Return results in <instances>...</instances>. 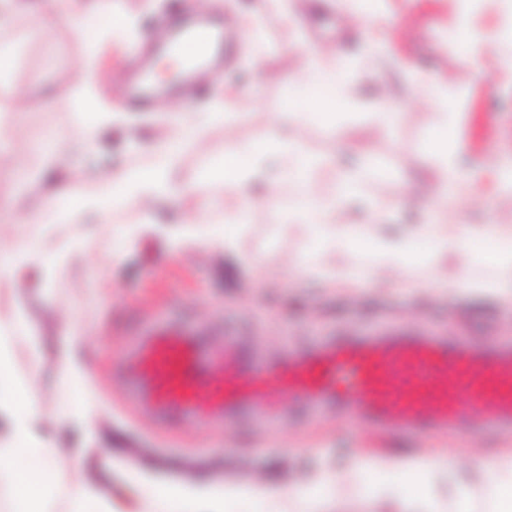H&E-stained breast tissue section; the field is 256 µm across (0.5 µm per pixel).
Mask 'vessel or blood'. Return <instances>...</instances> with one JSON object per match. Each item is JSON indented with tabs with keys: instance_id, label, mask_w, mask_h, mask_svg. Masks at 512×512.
Here are the masks:
<instances>
[{
	"instance_id": "b4317fda",
	"label": "vessel or blood",
	"mask_w": 512,
	"mask_h": 512,
	"mask_svg": "<svg viewBox=\"0 0 512 512\" xmlns=\"http://www.w3.org/2000/svg\"><path fill=\"white\" fill-rule=\"evenodd\" d=\"M238 33L233 19L203 9L156 24L136 67L122 77L133 108L180 110L186 90L222 61ZM190 43L199 51L184 56L176 88L156 87V55L182 53ZM121 369L132 399L173 424L258 414L273 398L292 397L309 407L354 409L389 430L512 429V350L479 351L456 336L405 328L350 332L271 364L235 337L217 345L193 322L160 316L133 333Z\"/></svg>"
}]
</instances>
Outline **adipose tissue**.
<instances>
[{"label":"adipose tissue","instance_id":"obj_1","mask_svg":"<svg viewBox=\"0 0 512 512\" xmlns=\"http://www.w3.org/2000/svg\"><path fill=\"white\" fill-rule=\"evenodd\" d=\"M28 35L41 40L46 36L48 20L72 25L74 34L81 40L92 41L98 26L93 15L84 13L81 0H42L40 9L29 14ZM348 63L337 58L334 70L328 76L316 74V64H308L307 90L301 96L274 104L276 115L297 124L318 122L333 125L337 112L345 100L335 91L344 84ZM91 78L85 65H77L71 85L77 91L76 109L80 122L76 130L83 150H92L97 141L102 112L96 100L84 95L83 90ZM201 128L196 124L184 125L172 138L148 150L145 165L125 170L120 176H107L101 180V208L103 211L124 209L144 198H152L166 205L177 204L181 186L169 179L171 170L180 155L198 137ZM456 143L454 129L447 116H440L425 137L426 148L441 163L444 176L429 199L431 206H438L448 197L449 186L455 185L453 147ZM288 162L282 175L292 180L296 192L286 199L253 197L248 186L262 175L265 161L263 149L254 143H232L225 147L222 157L215 159L205 169L203 181L225 183L242 188L238 217L250 219L261 206L267 207L271 217L285 214L298 216L309 224L317 239H324L326 214L338 210L356 188L357 177L342 175L332 197L316 195L311 189L310 164L300 149L287 152ZM456 245L471 252L474 261L489 268L512 264V241L503 238L497 225H485L479 235H470L467 226H459L455 240H447L440 227L428 225L426 246L439 252L448 245ZM6 413L11 425L0 434V470L7 471L11 512H54L58 499H66V512H99L96 492L61 486L55 477L57 462L41 445L36 431L39 408L31 388L15 379L9 361L0 358V413ZM359 478L355 497L359 500L397 498L411 503L430 495L431 485L437 475H450L447 458L423 460L400 454L393 459L360 457L353 464ZM485 512H512V455H498L478 466ZM143 494L150 508L148 512H233L238 496H245L254 506V512H273L282 500L303 504L307 512H321L323 506L335 505L338 512H345L346 502L337 500L334 477L324 473L314 481L283 489L275 484L252 485L243 491L210 490L191 497L184 486L172 479L144 485Z\"/></svg>","mask_w":512,"mask_h":512}]
</instances>
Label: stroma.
<instances>
[{"label": "stroma", "instance_id": "35a3bbf8", "mask_svg": "<svg viewBox=\"0 0 512 512\" xmlns=\"http://www.w3.org/2000/svg\"><path fill=\"white\" fill-rule=\"evenodd\" d=\"M213 10L235 18L244 30L223 73L191 103L204 129L182 154L176 181L198 179L228 143L299 146L315 165L312 189L332 195L342 164L379 161L366 174L352 202L344 203L351 224L337 225L335 240L313 247L311 230L296 217L240 224L230 245L219 238L239 207L235 187L204 185L176 206H133L104 222L90 210L77 219L54 215L47 224H25L30 209L47 205L60 187L98 193L100 169L120 173L138 150L169 139L178 130L173 112L132 111L115 75L126 68L135 42L100 38L95 52L63 25H50L46 40L19 45L27 10L0 24V48L12 49L15 66L0 88V252L7 254L35 236L46 254L66 250L50 269L32 262L0 277V330L17 316L32 324L43 345L42 373L33 391L40 406L38 434L54 447L58 480L89 483L101 497L141 512L139 480L172 478L191 486L208 478L214 487L306 482L317 468L335 469L347 485L358 455L387 457L410 452L449 457L469 475L490 454H512V432L495 428L462 432L387 431L332 409L299 412L281 402L261 416L216 423H164L134 403L118 365L126 341L158 316L190 317L204 331L222 325L267 361L286 349H303L355 329L404 325L433 335L459 336L480 349L512 347V300L479 292L457 293L462 276L484 281L486 273L464 252L448 250L432 264L407 274L399 266L372 270L370 281L352 278L363 264L344 235L352 224L383 239H402L414 249L422 227L438 224L447 233L468 225L479 233L487 222L512 237V201L499 196L488 155H512V32H506L505 0H483L461 11L456 0H384L377 18L349 15L340 0H209ZM467 25L477 36L461 49L456 34ZM378 36L385 52L369 61L364 44ZM498 45L497 55L484 53ZM343 48L361 69L349 103L335 128L315 123L287 125L271 114V103L291 91V79L307 58ZM89 62V90L105 108L93 155L65 165L39 166V141L68 138L78 121L69 85L60 70ZM38 85L48 92L28 112L10 111V98ZM400 107L394 127H385L374 102L380 95ZM232 98L239 116L231 124L208 121L214 101ZM447 112L464 160L458 186L440 211L427 193L441 176L423 144L440 112ZM81 329L72 351L58 344L66 326ZM85 358L81 386L70 380L71 357Z\"/></svg>", "mask_w": 512, "mask_h": 512}]
</instances>
